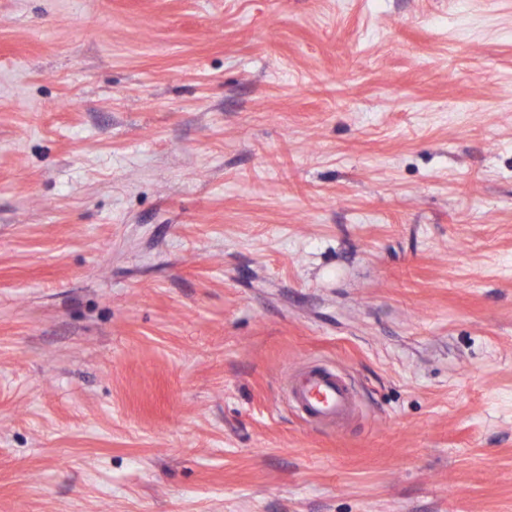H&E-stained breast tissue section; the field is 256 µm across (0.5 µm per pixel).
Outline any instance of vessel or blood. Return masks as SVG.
Returning <instances> with one entry per match:
<instances>
[{
  "label": "vessel or blood",
  "mask_w": 512,
  "mask_h": 512,
  "mask_svg": "<svg viewBox=\"0 0 512 512\" xmlns=\"http://www.w3.org/2000/svg\"><path fill=\"white\" fill-rule=\"evenodd\" d=\"M293 406L314 423H333L354 410L355 395L335 369L319 366L297 378L288 390Z\"/></svg>",
  "instance_id": "1"
}]
</instances>
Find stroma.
Segmentation results:
<instances>
[{
	"instance_id": "stroma-1",
	"label": "stroma",
	"mask_w": 512,
	"mask_h": 512,
	"mask_svg": "<svg viewBox=\"0 0 512 512\" xmlns=\"http://www.w3.org/2000/svg\"><path fill=\"white\" fill-rule=\"evenodd\" d=\"M0 512H512V0H0ZM288 398L306 420L314 423L342 420L355 407L351 386L335 369L325 366L314 367L297 378Z\"/></svg>"
}]
</instances>
